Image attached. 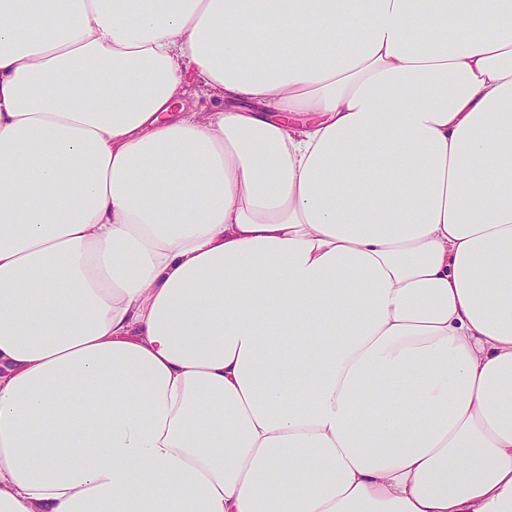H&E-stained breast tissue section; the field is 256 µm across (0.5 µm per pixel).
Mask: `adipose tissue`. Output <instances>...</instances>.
Masks as SVG:
<instances>
[{
  "instance_id": "1",
  "label": "adipose tissue",
  "mask_w": 512,
  "mask_h": 512,
  "mask_svg": "<svg viewBox=\"0 0 512 512\" xmlns=\"http://www.w3.org/2000/svg\"><path fill=\"white\" fill-rule=\"evenodd\" d=\"M0 512H512V0H0Z\"/></svg>"
}]
</instances>
